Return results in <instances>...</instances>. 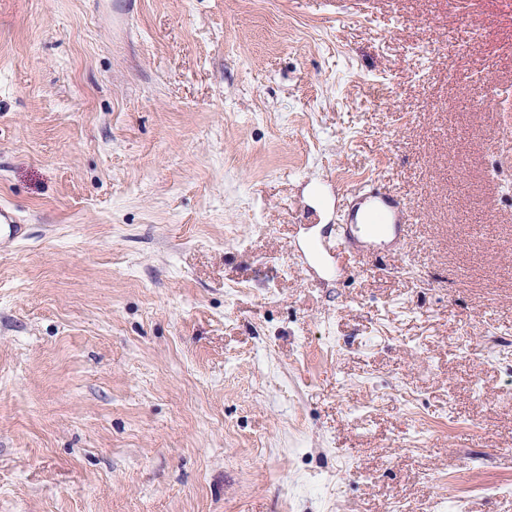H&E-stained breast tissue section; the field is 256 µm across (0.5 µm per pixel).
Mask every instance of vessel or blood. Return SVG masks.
<instances>
[{
  "label": "vessel or blood",
  "mask_w": 512,
  "mask_h": 512,
  "mask_svg": "<svg viewBox=\"0 0 512 512\" xmlns=\"http://www.w3.org/2000/svg\"><path fill=\"white\" fill-rule=\"evenodd\" d=\"M350 205L338 227L333 243L323 251H335L346 260L357 262L379 250L398 254L412 219L409 202L382 185L349 191ZM23 219L7 205H0V248L15 246L24 238Z\"/></svg>",
  "instance_id": "1"
}]
</instances>
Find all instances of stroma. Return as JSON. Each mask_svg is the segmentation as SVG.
Returning <instances> with one entry per match:
<instances>
[{
	"mask_svg": "<svg viewBox=\"0 0 512 512\" xmlns=\"http://www.w3.org/2000/svg\"><path fill=\"white\" fill-rule=\"evenodd\" d=\"M483 83L512 0H0V512H512ZM368 180L401 253L303 272ZM24 220L7 205H0V248L1 250L15 246L24 239Z\"/></svg>",
	"mask_w": 512,
	"mask_h": 512,
	"instance_id": "obj_1",
	"label": "stroma"
}]
</instances>
